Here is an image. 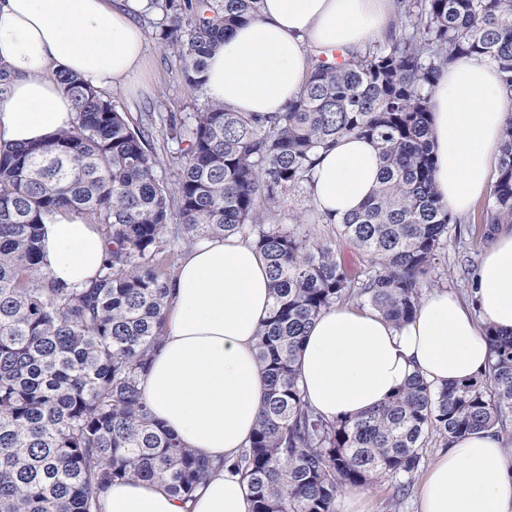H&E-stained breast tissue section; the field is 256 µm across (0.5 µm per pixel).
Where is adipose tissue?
<instances>
[{"mask_svg":"<svg viewBox=\"0 0 512 512\" xmlns=\"http://www.w3.org/2000/svg\"><path fill=\"white\" fill-rule=\"evenodd\" d=\"M147 2L0 0V67L9 75L0 92V146L73 126L57 70L99 89L136 85L147 47L132 15ZM394 16V0H263L260 16L210 55L204 93L235 112L284 111L309 75L312 52L361 49L381 39ZM430 106L435 190L463 216L496 172L512 100L493 63L461 55L441 73ZM379 167L375 144L356 135L318 152L309 185L317 210L335 220L357 211ZM40 232L49 276L88 287L106 252L98 225L59 211ZM270 306L268 267L250 242L203 241L186 254L170 284L163 345L141 388L155 419L217 469L186 502L158 482H114L99 498L100 512H250L245 481L218 464L248 445L266 398L256 341ZM487 325L512 331V231L481 255L473 303L432 291L399 328L367 309L323 311L297 356L301 387L318 412L336 419L377 406L417 373L436 385L461 381L488 361ZM417 512H512V448L477 431L442 451L422 479Z\"/></svg>","mask_w":512,"mask_h":512,"instance_id":"1","label":"adipose tissue"}]
</instances>
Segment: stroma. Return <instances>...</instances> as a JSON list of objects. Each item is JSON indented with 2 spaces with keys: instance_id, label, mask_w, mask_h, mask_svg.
<instances>
[{
  "instance_id": "35a3bbf8",
  "label": "stroma",
  "mask_w": 512,
  "mask_h": 512,
  "mask_svg": "<svg viewBox=\"0 0 512 512\" xmlns=\"http://www.w3.org/2000/svg\"><path fill=\"white\" fill-rule=\"evenodd\" d=\"M153 7L142 14L139 23L147 39V57L139 83L131 89L115 86L106 89L119 111L127 113L131 123L150 130L147 148L159 164L155 174L168 189H176L178 156L182 145L170 135L171 123L190 128L207 98L203 91L186 85L176 53L161 38L167 21V0H152ZM494 239L484 224L480 207L459 219L457 230L448 233V248L443 251L435 285L463 300H470L474 274L484 248ZM418 484H411L406 498H398L393 481L382 478L359 487L365 512H416Z\"/></svg>"
}]
</instances>
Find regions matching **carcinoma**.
Segmentation results:
<instances>
[{
	"label": "carcinoma",
	"mask_w": 512,
	"mask_h": 512,
	"mask_svg": "<svg viewBox=\"0 0 512 512\" xmlns=\"http://www.w3.org/2000/svg\"><path fill=\"white\" fill-rule=\"evenodd\" d=\"M398 31L345 61L312 58L286 111L196 114L177 206L157 180L143 131L77 75L56 72L74 125L40 143L0 147V512H99L115 480L160 481L182 501L216 469L153 420L139 383L166 327L168 237L239 235L265 257L272 308L257 342L267 394L249 445L220 466L247 483L251 512H335L336 496L375 478L409 488L424 440L443 447L497 429L512 413V334L486 328L484 371L435 387L420 376L354 419L313 409L295 362L323 310L351 301L400 326L433 282L454 217L434 190L428 98L457 55L496 64L512 95V0H397ZM262 0H184L162 39L197 89L210 52ZM346 134L379 149V186L336 224L368 257L353 277L336 241L272 223L309 183L316 151ZM487 224L512 223V122L500 144ZM101 226L109 249L80 291L41 268L39 227L55 211Z\"/></svg>",
	"instance_id": "cac0c4a2"
}]
</instances>
